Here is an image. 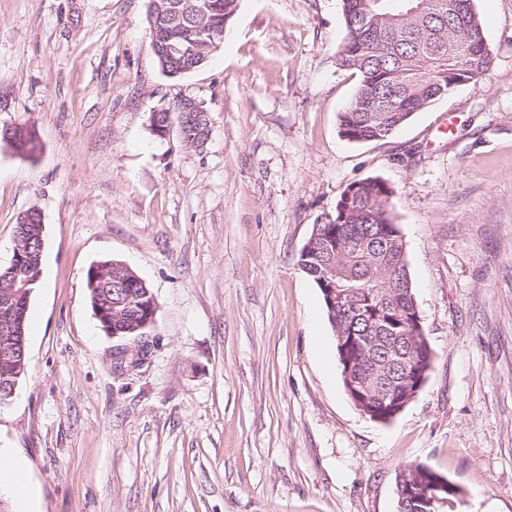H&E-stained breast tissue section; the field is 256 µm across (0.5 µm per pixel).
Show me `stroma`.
<instances>
[{
  "label": "stroma",
  "instance_id": "stroma-1",
  "mask_svg": "<svg viewBox=\"0 0 512 512\" xmlns=\"http://www.w3.org/2000/svg\"><path fill=\"white\" fill-rule=\"evenodd\" d=\"M494 63L387 139L341 137L359 78L337 63L340 0H240L200 70L163 75L148 0H0V268L17 218L44 224L28 371L0 408L37 512H396L424 464L449 512H512V0H474ZM203 103L185 148L151 113ZM394 191L434 353L394 421L348 398L321 294L297 266L348 184ZM119 260L152 288L138 365L85 274ZM181 99H177L167 107H161L151 114L150 127L152 132L159 137L162 136V131L166 129L171 119H176L181 110ZM0 147L21 156L33 157L39 149V140L34 128L32 130L18 126L1 130ZM407 470L408 467L403 468L398 473V477H396L399 488L397 492L399 494L401 504L403 503L405 498L420 494L421 498L427 501L428 506L432 508L431 510H426V512H439V509L443 505L453 502L455 499H457L454 495L457 492V490L462 491L460 486L456 489L448 488V477L442 476L438 473L433 472L432 470H429L423 472L430 473L432 475L430 487L423 493H417V491L414 489L412 485V482H409L408 480ZM405 485L406 488L404 489ZM439 492H446L448 494V497L446 494H441ZM438 493L442 495L444 499L441 498L438 495ZM405 502H407L405 505V509L410 510L411 512L420 509V506L418 504H413L412 500L408 498L405 500ZM436 505H439L440 508H437Z\"/></svg>",
  "mask_w": 512,
  "mask_h": 512
}]
</instances>
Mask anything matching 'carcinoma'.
<instances>
[{"label":"carcinoma","mask_w":512,"mask_h":512,"mask_svg":"<svg viewBox=\"0 0 512 512\" xmlns=\"http://www.w3.org/2000/svg\"><path fill=\"white\" fill-rule=\"evenodd\" d=\"M184 0H165L169 8L147 11L150 44H173L192 50V56L155 54L169 78L184 76L203 67L224 43V26L234 17L239 0H191L200 11L181 7ZM346 35L338 52V65L357 73L358 90L347 110L339 116L340 133L355 142L379 141L389 137L410 117L431 103L452 94L470 73L493 63L482 23L473 0H341ZM181 103L161 107L151 114L150 127L162 136L170 120L178 117ZM0 147L32 157L39 149L36 131L22 126L0 131ZM392 189L377 177L350 183L325 214L321 224H334L343 238L336 265L345 274L342 286L353 297L373 289L381 292L391 311H405L415 303L407 261L396 244L399 224L392 206ZM43 219L36 209L20 214L15 234L21 260L0 291L21 288L42 265ZM26 287L18 299L16 326L26 334L31 296ZM86 288L93 312L103 310L98 320L110 336H140L154 326L158 301L152 289L131 268L107 260L91 265ZM331 328L350 336L371 329L369 318L358 317L347 308L330 321ZM379 335L389 346L388 373L400 376L401 363L422 358L423 351L408 338L409 332L394 323L381 321Z\"/></svg>","instance_id":"1"}]
</instances>
